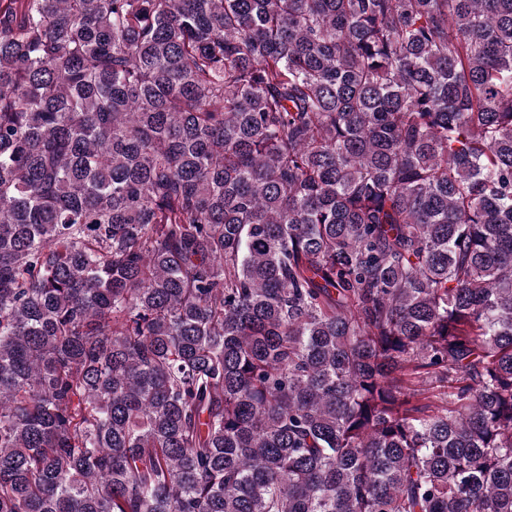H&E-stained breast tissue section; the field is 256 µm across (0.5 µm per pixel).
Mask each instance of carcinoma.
<instances>
[{
	"instance_id": "obj_1",
	"label": "carcinoma",
	"mask_w": 512,
	"mask_h": 512,
	"mask_svg": "<svg viewBox=\"0 0 512 512\" xmlns=\"http://www.w3.org/2000/svg\"><path fill=\"white\" fill-rule=\"evenodd\" d=\"M0 512H512V0H0Z\"/></svg>"
}]
</instances>
